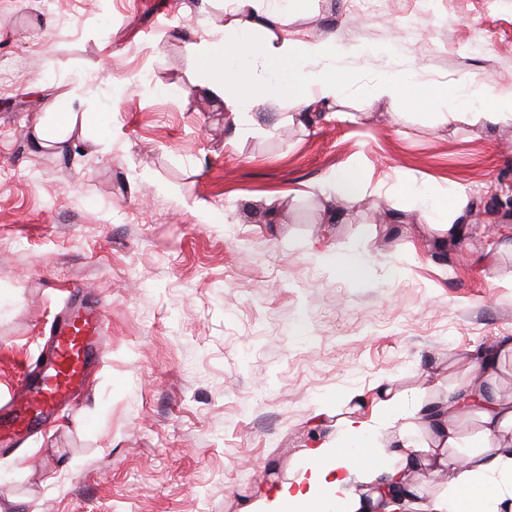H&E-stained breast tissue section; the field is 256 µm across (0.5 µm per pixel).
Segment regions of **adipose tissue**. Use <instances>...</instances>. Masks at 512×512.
Masks as SVG:
<instances>
[{"label":"adipose tissue","mask_w":512,"mask_h":512,"mask_svg":"<svg viewBox=\"0 0 512 512\" xmlns=\"http://www.w3.org/2000/svg\"><path fill=\"white\" fill-rule=\"evenodd\" d=\"M303 2L288 0L287 8L279 9L273 0H225L229 20L223 37L196 46L201 77L194 90L221 98L234 114L288 99L303 116L336 100L345 86L338 62L350 49L334 38L295 37L289 27ZM99 137L96 113L77 108L69 94L56 97L30 130L34 148L58 152ZM511 351L512 340H503L470 357L465 386L449 393L438 410L417 406L413 418L430 430L421 439L403 424L401 395L389 382L379 383V398L367 417L360 412L361 393H346L342 400L351 409L335 432L307 450L288 482L259 493L243 512H368L357 485L386 479L415 496L414 477L421 470L442 474L446 483L423 503V512H502L512 499V394L501 393L496 381L501 360ZM471 408L479 426L467 437L459 420ZM383 425L395 430L385 447L374 439ZM363 450L369 454L365 463L358 459Z\"/></svg>","instance_id":"1"}]
</instances>
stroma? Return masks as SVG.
Segmentation results:
<instances>
[{"instance_id": "1", "label": "stroma", "mask_w": 512, "mask_h": 512, "mask_svg": "<svg viewBox=\"0 0 512 512\" xmlns=\"http://www.w3.org/2000/svg\"><path fill=\"white\" fill-rule=\"evenodd\" d=\"M198 6L0 0V396L74 287L109 323L84 390L0 449V512H242L335 428L344 393L366 413L385 378L411 406L444 397L512 338V218L491 210L512 197V122L439 126L455 100L363 95L382 76L511 92L512 0H307L301 36L366 53L304 123L285 100L237 116L193 91L195 47L225 22L222 0ZM64 92L107 135L35 150ZM344 170L363 190L333 215L317 188ZM451 188L463 245L419 216L416 192Z\"/></svg>"}]
</instances>
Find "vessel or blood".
<instances>
[{
  "mask_svg": "<svg viewBox=\"0 0 512 512\" xmlns=\"http://www.w3.org/2000/svg\"><path fill=\"white\" fill-rule=\"evenodd\" d=\"M106 329V316L98 304L65 313L52 323L53 360L23 371L16 389L0 407V439L36 429L44 415L68 401L98 360V341Z\"/></svg>",
  "mask_w": 512,
  "mask_h": 512,
  "instance_id": "vessel-or-blood-1",
  "label": "vessel or blood"
}]
</instances>
